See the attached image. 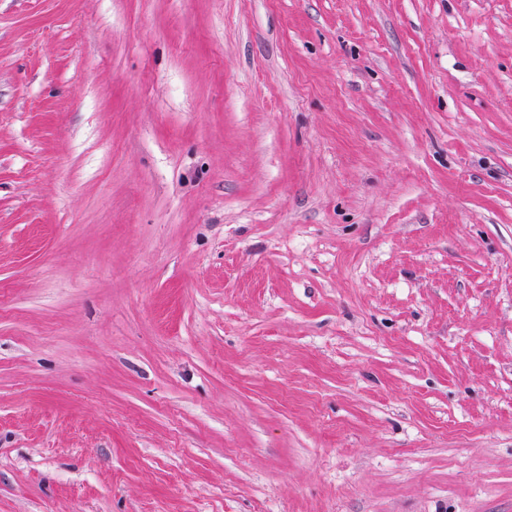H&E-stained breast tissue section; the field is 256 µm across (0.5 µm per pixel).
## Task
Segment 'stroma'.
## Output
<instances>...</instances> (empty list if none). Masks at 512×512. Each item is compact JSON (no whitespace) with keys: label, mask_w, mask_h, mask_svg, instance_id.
I'll list each match as a JSON object with an SVG mask.
<instances>
[{"label":"stroma","mask_w":512,"mask_h":512,"mask_svg":"<svg viewBox=\"0 0 512 512\" xmlns=\"http://www.w3.org/2000/svg\"><path fill=\"white\" fill-rule=\"evenodd\" d=\"M0 512H512V0H0Z\"/></svg>","instance_id":"stroma-1"}]
</instances>
